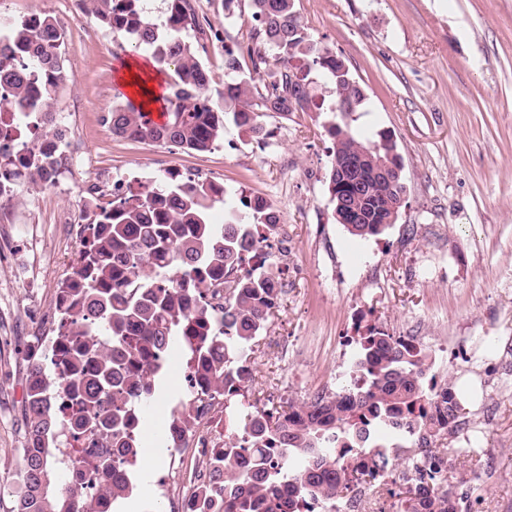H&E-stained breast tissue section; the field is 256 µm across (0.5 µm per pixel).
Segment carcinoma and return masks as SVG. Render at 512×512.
I'll return each mask as SVG.
<instances>
[{
	"instance_id": "cac0c4a2",
	"label": "carcinoma",
	"mask_w": 512,
	"mask_h": 512,
	"mask_svg": "<svg viewBox=\"0 0 512 512\" xmlns=\"http://www.w3.org/2000/svg\"><path fill=\"white\" fill-rule=\"evenodd\" d=\"M164 19L155 20L145 0H87L91 15L123 40L134 53H146L163 76L165 121L154 122L143 105L124 97L110 115L112 134L183 151L206 152L224 135V122L249 133L262 131L270 113L288 115L313 107L355 112L366 99L336 52L314 43L295 10V0H249L254 25L246 45L224 48V91L210 92L211 77L200 60L207 34L199 0H165ZM0 85L12 89L0 110L18 111L39 127L53 123L51 108L69 80L64 43L56 19L38 13L0 38ZM304 67L328 76L333 102L316 101L312 81L299 76ZM329 157L355 161L373 145L393 150L390 139L377 143L334 124ZM66 129L54 123L25 158L0 153V171L21 170L24 182L37 185L56 170V143ZM332 193L361 220L345 225L354 237H377L384 220L404 203V181L385 189L372 187L367 200L341 183L329 167ZM224 201V188L200 176L164 174L153 184L105 205L88 201L93 219L79 240L76 262L57 294L63 330L51 346L50 363L29 358L25 401L27 448L15 512H60L77 489L64 485L49 442L69 420L96 432L133 469L148 419L146 405L159 390L165 351L175 348L193 362L191 394L224 397L222 465L213 484L199 492L198 512H308L316 501L342 499L351 483L384 473L388 448L373 439L381 429L405 443L425 426L434 441L455 433L462 404L451 384L434 393L426 384L424 348L373 325L359 336L357 382L336 395L310 402H281L259 409L237 400L252 387L249 356L279 300L282 270L259 250L258 226L274 231L265 202L246 204L251 220L232 212L213 224L209 212ZM241 276L226 288L218 315L203 301L208 286L226 275ZM171 420L191 428L188 403L176 399ZM132 475L103 489L112 502L128 498ZM402 512H458V501L413 487L392 492Z\"/></svg>"
}]
</instances>
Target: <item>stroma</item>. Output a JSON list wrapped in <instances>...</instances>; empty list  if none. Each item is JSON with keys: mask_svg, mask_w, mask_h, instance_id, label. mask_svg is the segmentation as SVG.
<instances>
[{"mask_svg": "<svg viewBox=\"0 0 512 512\" xmlns=\"http://www.w3.org/2000/svg\"><path fill=\"white\" fill-rule=\"evenodd\" d=\"M215 40L203 62L213 92L224 88V49L248 40L246 0H201ZM12 22L46 12L60 27L72 13L85 27L67 44L79 71L60 90L76 156L49 189L25 187L0 224V512H11L23 464L22 405L27 355L48 352L59 326L57 288L71 271L75 243L49 213L85 214L81 185L91 161L155 180L166 164L222 184L225 204L262 199L288 227L278 261L285 286L251 358L248 402L310 400L350 380L360 314L398 336H415L428 372L452 382L471 427L459 431L448 467L469 512H512V0H295L309 37L334 49L366 92L357 112L270 114L259 135L226 124L211 151L183 153L114 136L122 55L112 33L81 0H0ZM233 18H226V11ZM369 138L387 135L403 165L405 204L382 235L351 236L334 218L327 170L329 123ZM152 465L138 463L140 512H169L150 475L170 449L146 427Z\"/></svg>", "mask_w": 512, "mask_h": 512, "instance_id": "obj_1", "label": "stroma"}]
</instances>
